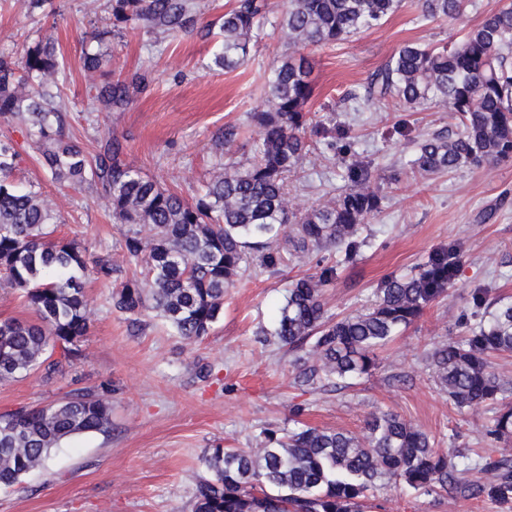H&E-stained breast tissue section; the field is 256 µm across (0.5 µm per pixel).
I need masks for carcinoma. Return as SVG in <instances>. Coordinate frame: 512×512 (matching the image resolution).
<instances>
[{"label":"carcinoma","instance_id":"carcinoma-1","mask_svg":"<svg viewBox=\"0 0 512 512\" xmlns=\"http://www.w3.org/2000/svg\"><path fill=\"white\" fill-rule=\"evenodd\" d=\"M402 0H287L276 25L283 52L273 62L264 90L267 109L254 113L262 137L244 163L213 167L191 198L165 188L124 159L119 139L107 133L89 155L66 135L69 111L63 97L67 64L49 39L37 37L21 59L0 52V124H25L50 181L60 190L96 189L112 219L125 224L124 246L131 276L117 282L118 269L66 237L48 230L59 223L41 187H20L14 175L19 153L0 140V277L23 292L30 319L0 320V382L37 369L54 354L76 356L89 329L87 281L112 289V307L130 326L152 314L182 339L208 335L224 312V293L262 252L274 269L314 253L336 250L355 259L364 244L363 224L379 207L371 175L346 162L348 185L331 199L294 212L288 176L316 150L309 129L313 96L303 51L379 26ZM469 0H422L421 17L460 18ZM113 30L142 31L177 39L201 31L197 0H109ZM268 0H235L219 18L211 65L234 71L261 39ZM81 67L100 79L90 83L87 112H124L132 89L145 87L135 72L113 78L108 54L87 49ZM345 100L386 107L443 106L459 119L452 135L422 138L407 165L421 175L512 158V0L487 14L456 45L406 43L376 72L364 94ZM461 265L449 247L414 273L384 280L367 309L332 319L324 288L336 266L324 265L295 280L272 336L303 355L294 360L293 385L303 392L337 390L371 374L377 352L417 321L433 301L447 295ZM479 319L462 317L464 334L434 344L428 352L441 391L459 411L497 406L485 433L487 447L473 459L439 450L433 435L391 411H378L365 431L302 426L264 428L252 448L205 450L206 475L196 482L193 512H372L379 492L391 485L415 494L512 503V377L494 359L512 353V301L487 302L477 288ZM106 398L84 389L40 407L0 413V486L17 484L44 468L62 441L112 431Z\"/></svg>","mask_w":512,"mask_h":512}]
</instances>
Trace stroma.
<instances>
[{
    "label": "stroma",
    "mask_w": 512,
    "mask_h": 512,
    "mask_svg": "<svg viewBox=\"0 0 512 512\" xmlns=\"http://www.w3.org/2000/svg\"><path fill=\"white\" fill-rule=\"evenodd\" d=\"M269 2L261 41L243 66L229 72L208 69L210 45L196 34L161 41L140 32L108 36L113 75L138 71L147 81L123 112L87 116L91 79L79 62L88 34L105 26L108 0H50L41 11L30 10L26 0H0V50L21 49L39 35L53 39L70 70L64 88L71 116L67 136L92 153L103 135L112 133L124 143L130 164L189 197L215 164L245 160L260 138L251 117L266 106L264 77L283 50L275 26L284 0ZM499 5L500 0H471L460 19L423 21L421 0H403L385 24L307 49L316 126L344 133L357 160L369 163L370 185L381 199L362 230L366 245L350 263L331 250L273 271L252 264L225 292L223 317L197 342L182 340L155 318L132 332L113 310L109 289L88 283L90 329L77 357L52 376L38 371L0 383V413L44 406L85 388L111 402L112 431L62 442L46 469L0 488V512H191L206 448H248L263 428L297 422L359 434L381 410L430 432L441 450L481 448L492 411L483 406L459 413L437 386L426 354L433 343L461 333L460 316L472 310V289L512 301V160L429 176L410 173L404 163L417 142L455 132L456 119L432 103L415 110L366 104L350 112L343 98L362 90L404 43L459 41ZM231 127L239 135L227 147L219 139ZM4 137L20 154L17 183L40 182L55 200L56 235L124 265L126 227L113 223L107 200L88 187L59 192L24 126L0 125ZM346 182L341 155L322 145L291 178L290 195L302 213ZM450 246L461 256L453 287L379 352L376 369L356 388L297 390L289 371L291 352L276 339L259 336L273 328L289 285L314 273L318 263L337 268L335 282L324 292L327 313L336 316L365 307L386 278L410 273ZM378 502L380 512H512L511 504L411 497L394 488L382 490Z\"/></svg>",
    "instance_id": "obj_1"
}]
</instances>
